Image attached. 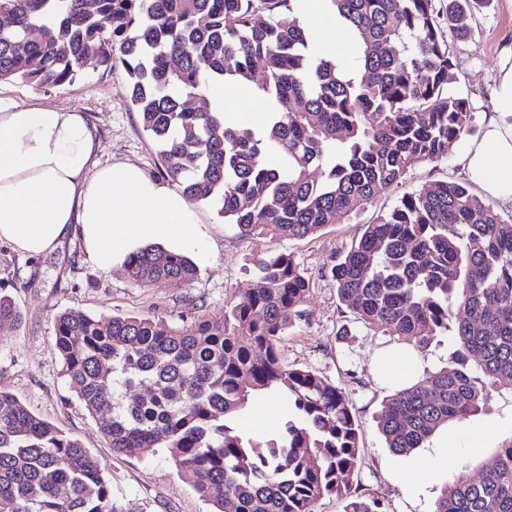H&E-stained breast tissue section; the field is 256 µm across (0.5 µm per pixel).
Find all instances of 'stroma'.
Listing matches in <instances>:
<instances>
[{
	"label": "stroma",
	"mask_w": 512,
	"mask_h": 512,
	"mask_svg": "<svg viewBox=\"0 0 512 512\" xmlns=\"http://www.w3.org/2000/svg\"><path fill=\"white\" fill-rule=\"evenodd\" d=\"M467 25L466 37L452 34L448 42L457 62L455 88L476 109L474 133L449 142L445 158L415 167L401 186L378 192L357 216L304 239L283 237L272 228L245 237L213 204H194L200 246L208 259L188 286L131 283L122 266L106 271L91 262L76 238L64 239L52 252L35 258L0 244V295L10 296L23 314L18 327L0 329V387L79 440L103 467L113 499L129 512H212V506L178 475L164 449L145 448L134 457L113 453L62 373L54 347L55 316L65 310L97 317L155 314L186 326L193 302L198 313L219 321L225 307L255 284L253 259L280 252L293 254L311 283L302 320L283 338L282 356L286 363L316 371L340 388L361 423L355 495L379 501L383 512H434L442 490L457 475L479 478L497 449L512 442V386L482 376L478 383L487 394V411L449 423L410 455H393L376 419L395 387L375 357L383 351L403 352L404 347L356 319L339 301L328 275L338 256L360 238L364 225L394 207L404 193L435 181L465 179L463 156L482 139L496 110L501 67L512 61V0H488L473 11ZM0 94L22 105L38 99L85 112L99 129L101 163H131L160 178L157 143L127 105L122 65L86 70L73 83L57 88L0 81ZM425 457L435 459V466L420 469L418 463Z\"/></svg>",
	"instance_id": "1"
}]
</instances>
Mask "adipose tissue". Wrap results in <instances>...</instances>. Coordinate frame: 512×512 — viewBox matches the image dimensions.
<instances>
[{"label": "adipose tissue", "mask_w": 512, "mask_h": 512, "mask_svg": "<svg viewBox=\"0 0 512 512\" xmlns=\"http://www.w3.org/2000/svg\"><path fill=\"white\" fill-rule=\"evenodd\" d=\"M100 149L85 113L0 96V241L34 257L75 236L104 269L145 242L179 251L198 244L191 202L136 165L100 164ZM465 162L486 196L512 203V65L501 70L497 112Z\"/></svg>", "instance_id": "ef3b65f1"}]
</instances>
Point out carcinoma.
Instances as JSON below:
<instances>
[{"label": "carcinoma", "mask_w": 512, "mask_h": 512, "mask_svg": "<svg viewBox=\"0 0 512 512\" xmlns=\"http://www.w3.org/2000/svg\"><path fill=\"white\" fill-rule=\"evenodd\" d=\"M360 39L354 66L317 60L294 0H0V81L37 89L119 62L129 107L160 146L162 174L191 202L210 201L244 236L273 225L303 239L364 210L408 171L440 161L473 131L475 107L451 91L446 32L464 30L474 0H331ZM33 29L41 31L37 40ZM263 77L254 78L256 62ZM256 82L274 110L259 131L185 99ZM278 152L283 163L268 156ZM324 178L310 179V167ZM257 283L212 321L57 315L63 374L116 453L164 448L216 512H314L325 495L344 512H380L352 495L361 424L323 376L291 368L281 342L310 293L288 252L256 258ZM132 282L188 285L182 253L147 244L123 264ZM340 301L365 326L419 348L451 331L453 368L427 373L386 400L377 426L407 455L439 428L482 409L469 362L512 386V219L463 182L404 195L330 270ZM22 314L0 296V327ZM148 383V399L134 396ZM284 395L288 418L266 439L231 426L260 395ZM0 512H126L90 451L0 387ZM434 512H512V442L478 480L457 479Z\"/></svg>", "instance_id": "carcinoma-1"}]
</instances>
